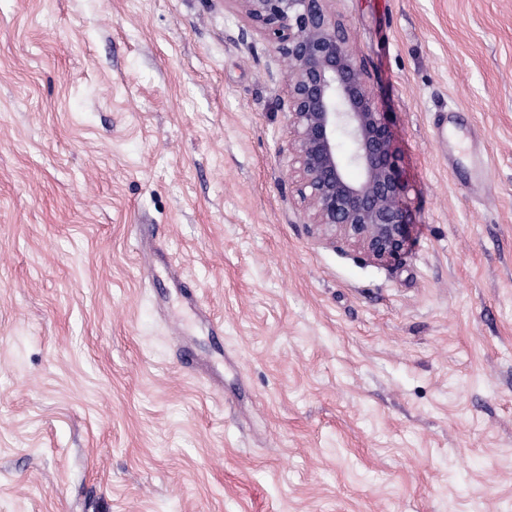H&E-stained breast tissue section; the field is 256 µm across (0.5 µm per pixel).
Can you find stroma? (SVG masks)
I'll use <instances>...</instances> for the list:
<instances>
[{"mask_svg": "<svg viewBox=\"0 0 512 512\" xmlns=\"http://www.w3.org/2000/svg\"><path fill=\"white\" fill-rule=\"evenodd\" d=\"M330 8L407 184L384 266L308 224L229 0H0V512H512V0ZM465 168L468 172L471 190L485 193L489 183L490 168L484 154H471Z\"/></svg>", "mask_w": 512, "mask_h": 512, "instance_id": "35a3bbf8", "label": "stroma"}]
</instances>
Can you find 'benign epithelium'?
Returning <instances> with one entry per match:
<instances>
[{"instance_id": "obj_1", "label": "benign epithelium", "mask_w": 512, "mask_h": 512, "mask_svg": "<svg viewBox=\"0 0 512 512\" xmlns=\"http://www.w3.org/2000/svg\"><path fill=\"white\" fill-rule=\"evenodd\" d=\"M286 63L288 163L308 223L377 265L405 249L410 224L392 134L330 0H232ZM352 144L347 174L337 137Z\"/></svg>"}]
</instances>
